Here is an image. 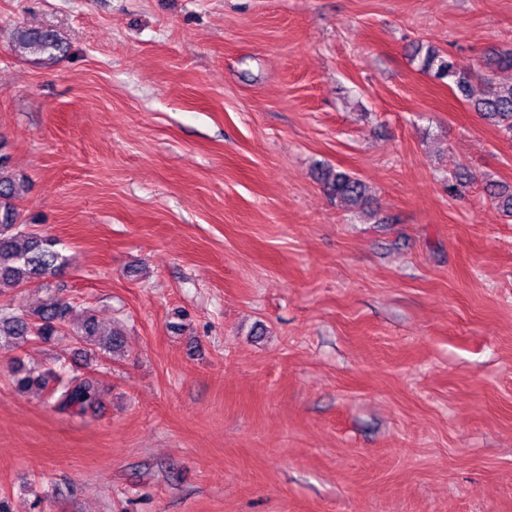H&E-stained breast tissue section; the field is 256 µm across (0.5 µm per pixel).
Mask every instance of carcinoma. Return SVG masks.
<instances>
[{
  "instance_id": "obj_1",
  "label": "carcinoma",
  "mask_w": 512,
  "mask_h": 512,
  "mask_svg": "<svg viewBox=\"0 0 512 512\" xmlns=\"http://www.w3.org/2000/svg\"><path fill=\"white\" fill-rule=\"evenodd\" d=\"M18 47L32 54L47 51L66 53L56 35L48 31H24ZM421 69L435 79L447 82L452 91L471 101L476 112L512 139V82L497 80L500 70H512V49L492 51L484 57V72L477 73L443 50L429 46L417 48ZM483 84L481 97L472 96V81ZM319 179L328 194L352 207L362 206L367 199V186L358 177L324 168ZM24 191L22 182L6 174L5 157L0 154V297L17 288L27 287L55 276L69 264V257L56 249V242L26 229L20 222L15 201ZM489 195L512 215V190L497 184L489 185ZM74 306L67 300L53 297L37 312L29 315L0 304V350H12L23 343L49 342L56 336H69L78 344L91 345L105 354L123 348L121 331L108 336L98 332L94 315L86 313L79 325L72 323ZM14 382L20 392L36 389L43 393L47 406L69 416H83L100 404L101 390L96 377L88 374L65 375L52 369L38 370L17 366Z\"/></svg>"
}]
</instances>
